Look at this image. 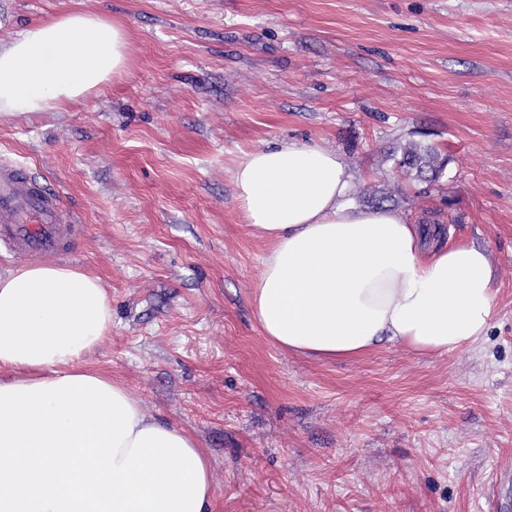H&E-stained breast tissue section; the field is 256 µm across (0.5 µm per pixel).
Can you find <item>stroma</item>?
Wrapping results in <instances>:
<instances>
[{"label": "stroma", "mask_w": 512, "mask_h": 512, "mask_svg": "<svg viewBox=\"0 0 512 512\" xmlns=\"http://www.w3.org/2000/svg\"><path fill=\"white\" fill-rule=\"evenodd\" d=\"M74 8L132 30L130 75L0 119V155L75 230L52 260L109 290L91 366L195 434L214 512H512V0H0V44ZM288 140L342 158L350 205L488 248L486 336L344 361L269 342L233 170ZM413 142L446 158L436 185L402 178Z\"/></svg>", "instance_id": "1"}]
</instances>
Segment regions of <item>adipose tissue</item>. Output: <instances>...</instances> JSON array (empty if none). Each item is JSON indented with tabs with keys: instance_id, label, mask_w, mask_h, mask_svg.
Wrapping results in <instances>:
<instances>
[{
	"instance_id": "1",
	"label": "adipose tissue",
	"mask_w": 512,
	"mask_h": 512,
	"mask_svg": "<svg viewBox=\"0 0 512 512\" xmlns=\"http://www.w3.org/2000/svg\"><path fill=\"white\" fill-rule=\"evenodd\" d=\"M121 21L81 9L0 46V118L65 112L131 68ZM236 201L267 253L253 292L263 335L319 360L385 343L443 355L485 336L496 310L489 251L442 244L388 207L347 204L335 152L288 142L245 153ZM112 332L100 276L39 261L0 273V512H214L210 458L89 367Z\"/></svg>"
}]
</instances>
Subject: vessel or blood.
<instances>
[{
	"label": "vessel or blood",
	"instance_id": "1",
	"mask_svg": "<svg viewBox=\"0 0 512 512\" xmlns=\"http://www.w3.org/2000/svg\"><path fill=\"white\" fill-rule=\"evenodd\" d=\"M60 240L55 197L16 165L0 166V247L38 253Z\"/></svg>",
	"mask_w": 512,
	"mask_h": 512
}]
</instances>
